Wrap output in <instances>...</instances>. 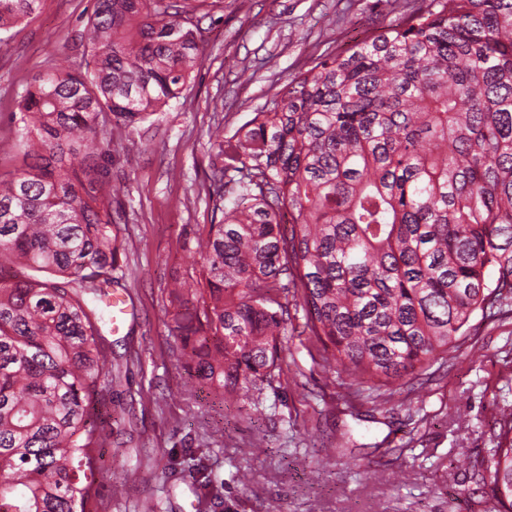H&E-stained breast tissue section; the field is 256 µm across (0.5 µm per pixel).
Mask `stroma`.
<instances>
[{"mask_svg": "<svg viewBox=\"0 0 512 512\" xmlns=\"http://www.w3.org/2000/svg\"><path fill=\"white\" fill-rule=\"evenodd\" d=\"M95 0H40L0 44V175L20 168L14 114L34 74L80 70L79 34ZM201 57L186 99L148 131L117 133L106 161L124 251L112 290L131 310L108 334L122 379L94 411L112 443L97 459L91 512H479L458 461L495 447L512 405V306L494 307L419 393L395 384L377 401L324 371L295 317L279 370L257 394L224 398L189 371L168 293L192 272L195 240L216 216L204 186L216 134L232 135L312 58L397 20L386 0H206ZM264 435L255 445V435ZM354 449L355 460L326 457Z\"/></svg>", "mask_w": 512, "mask_h": 512, "instance_id": "stroma-1", "label": "stroma"}]
</instances>
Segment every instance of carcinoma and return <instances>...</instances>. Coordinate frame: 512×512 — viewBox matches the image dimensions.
<instances>
[{
  "label": "carcinoma",
  "mask_w": 512,
  "mask_h": 512,
  "mask_svg": "<svg viewBox=\"0 0 512 512\" xmlns=\"http://www.w3.org/2000/svg\"><path fill=\"white\" fill-rule=\"evenodd\" d=\"M38 3L0 0V43ZM79 42L84 69L46 68L20 96L27 163L0 177V512H88L97 494L110 434L91 410L112 384L100 328L122 249L97 161L108 129L185 96L203 52L176 0H96ZM215 145L223 217L169 294L215 392L272 379L291 305L356 394L412 392L512 297V0H430L315 58ZM499 426L461 459L486 512H512V408Z\"/></svg>",
  "instance_id": "obj_1"
}]
</instances>
